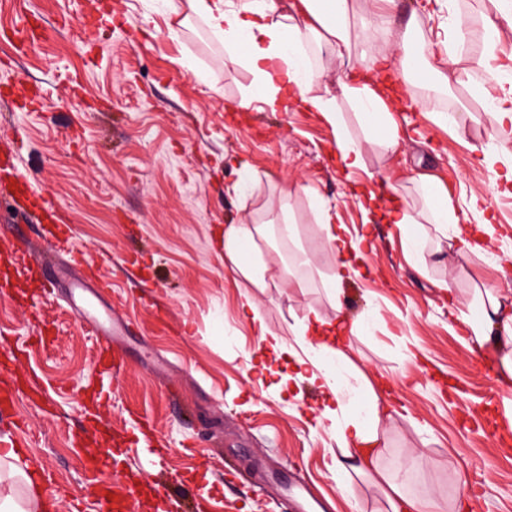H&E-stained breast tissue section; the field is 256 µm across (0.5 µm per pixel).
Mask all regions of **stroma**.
<instances>
[{"instance_id":"35a3bbf8","label":"stroma","mask_w":512,"mask_h":512,"mask_svg":"<svg viewBox=\"0 0 512 512\" xmlns=\"http://www.w3.org/2000/svg\"><path fill=\"white\" fill-rule=\"evenodd\" d=\"M400 3L404 20L426 10L447 25L469 18L460 72L483 52V19L496 13V0ZM170 5L0 0V30L23 6L47 24L35 51L0 67V153L15 151L29 186L56 202L75 250L110 282L97 311L138 325L122 339L123 369L101 373L95 360L106 338L80 325L68 288L79 270L54 253L49 224L0 194V237L29 243L24 266L0 245V357L28 350L0 378L16 384L25 460L44 466L53 512H107L101 476L163 483L170 512H295L288 491L300 484L328 512H388L375 480L342 479L332 468L336 436L319 420L330 398L324 380L307 374L283 386L294 360L261 338L267 329L297 347L310 307L340 320L355 368L383 384L390 412L379 426L380 470L441 512H458L464 500L471 512H512V430L496 429L512 419V384L485 370L462 318L480 291L512 300V188L479 162L512 136L470 84L447 89L429 73L426 31L412 59L423 111L397 114L405 136L395 153L361 139L365 169L345 170L336 130L320 113L241 109L252 74L225 64L223 43L200 19L169 34ZM146 14L157 29L142 30ZM61 17L69 27H58ZM90 28L96 41L80 37ZM461 103L472 121L450 124ZM238 160L256 177L242 193L232 190ZM421 173L447 189L461 232L492 219L487 250L450 253L431 240L409 251L403 226L369 205L390 182L421 208ZM283 194L284 214L269 206ZM322 208L349 239L369 240L361 265L340 281L322 248ZM286 215L298 242L256 240L265 288L225 267L224 225L275 226ZM247 295L257 319L240 313ZM107 444L124 455L101 475L88 460Z\"/></svg>"}]
</instances>
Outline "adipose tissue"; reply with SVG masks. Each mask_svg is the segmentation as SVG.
I'll list each match as a JSON object with an SVG mask.
<instances>
[{"label":"adipose tissue","instance_id":"obj_1","mask_svg":"<svg viewBox=\"0 0 512 512\" xmlns=\"http://www.w3.org/2000/svg\"><path fill=\"white\" fill-rule=\"evenodd\" d=\"M356 0H292L288 13H281L278 0H186L173 6L178 25L196 17L211 36L223 42L224 60L243 64L254 77L251 93L240 105L250 109L260 101L289 109L298 102L321 113L335 127L336 148L345 169H362L364 157L340 110L348 104L361 129L369 133L379 149L394 152L400 129L392 117L398 109L414 110L421 100L409 93L416 76L408 65L383 51L370 60L355 62L353 50L359 37L354 22ZM498 20L484 24L486 50L473 59V69L491 74L490 84L478 83L473 91L484 101L485 112L498 124L512 123V76L495 73L492 62L500 41V22L512 26V0H497ZM317 43L328 58L340 60L342 73L313 68L307 53ZM423 206L413 210L390 197L383 217L387 223L404 225L409 247L423 248L431 238L444 239L448 227L457 223L456 208L444 187L432 176L417 180ZM259 224H229L224 228V263L255 287L265 285L266 263L256 251V239L265 235ZM482 313L467 317L473 338L493 343L502 354V365L512 378V307L493 293L481 299ZM308 340L307 361L317 367L330 389L333 402L324 405L322 417L336 435L339 450L333 460L338 473L347 471L378 474L379 424L385 407L372 380L355 372L348 346L335 344V324L326 322L316 310L302 319ZM368 398L370 411L362 418L349 411L360 398ZM0 475L21 482L22 493L0 494V512H46L49 503L41 490L28 480L21 457L13 448H0Z\"/></svg>","mask_w":512,"mask_h":512}]
</instances>
